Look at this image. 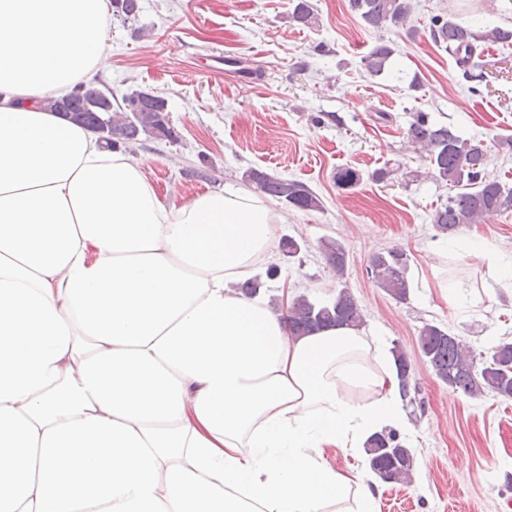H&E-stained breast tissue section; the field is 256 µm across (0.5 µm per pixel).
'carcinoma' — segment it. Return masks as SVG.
<instances>
[{"instance_id": "carcinoma-1", "label": "carcinoma", "mask_w": 512, "mask_h": 512, "mask_svg": "<svg viewBox=\"0 0 512 512\" xmlns=\"http://www.w3.org/2000/svg\"><path fill=\"white\" fill-rule=\"evenodd\" d=\"M115 16L134 19L140 11L139 0H112ZM365 28L382 33L402 25L408 15L409 0H350ZM290 19L304 27L318 23L311 0H294ZM430 36L450 55L469 82L484 76L482 54L489 44H511L512 29L478 27L440 15L432 18ZM394 54L390 42L380 40L364 56L366 70L372 75L384 73ZM75 111L71 122L99 135L105 147L116 149L122 144L139 141L142 134L177 140L169 123L168 102L145 91L134 90L112 103V92L92 84L75 92ZM406 139L414 150L424 154L429 173L446 182L455 193L448 202L432 210L431 223L442 233H453L467 224H482L512 211V186L486 173L487 149L481 140L463 139L452 128L429 121L427 113L417 111L406 130ZM244 179L261 193L289 207L303 211L322 209L321 199L305 183L277 176L252 167ZM336 185L351 189L360 184L362 174L351 167L337 169ZM326 262L341 279L347 270L345 248L336 241L323 244ZM410 258L401 248L391 247L374 253L368 274L374 284L398 303L409 301L412 283ZM293 335L302 336L328 327L360 329L364 317L357 299L347 287L336 291L328 300L295 298L287 309ZM420 354L441 382L471 398L492 395L512 399V342L501 340L484 356L477 358L463 340L438 323H426L419 331ZM396 376L403 397L413 403L416 390L413 363L399 345L391 348ZM371 470L384 482H402L410 477L413 456L394 431L374 434L365 442Z\"/></svg>"}]
</instances>
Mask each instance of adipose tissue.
<instances>
[{"label": "adipose tissue", "instance_id": "1", "mask_svg": "<svg viewBox=\"0 0 512 512\" xmlns=\"http://www.w3.org/2000/svg\"><path fill=\"white\" fill-rule=\"evenodd\" d=\"M108 0H0V512H376L324 460L405 423L362 332L233 288L259 199L162 202L43 105L103 66Z\"/></svg>", "mask_w": 512, "mask_h": 512}]
</instances>
